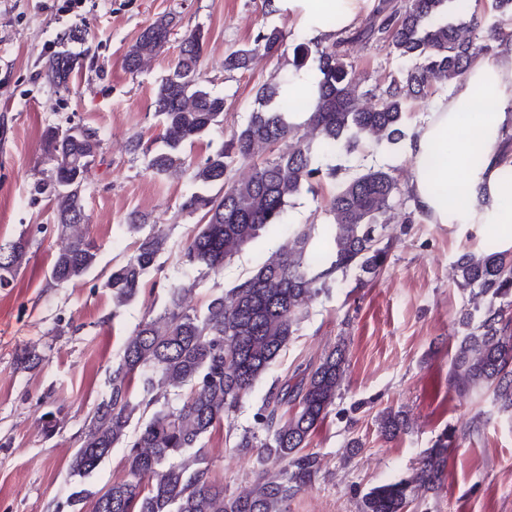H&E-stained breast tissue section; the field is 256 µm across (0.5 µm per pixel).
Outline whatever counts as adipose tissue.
<instances>
[{"mask_svg":"<svg viewBox=\"0 0 512 512\" xmlns=\"http://www.w3.org/2000/svg\"><path fill=\"white\" fill-rule=\"evenodd\" d=\"M369 0H272L308 37L353 29ZM414 208L432 224H488L512 245V48L473 57L404 144ZM450 183L456 200L437 193Z\"/></svg>","mask_w":512,"mask_h":512,"instance_id":"1","label":"adipose tissue"}]
</instances>
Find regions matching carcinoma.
<instances>
[{"instance_id": "1", "label": "carcinoma", "mask_w": 512, "mask_h": 512, "mask_svg": "<svg viewBox=\"0 0 512 512\" xmlns=\"http://www.w3.org/2000/svg\"><path fill=\"white\" fill-rule=\"evenodd\" d=\"M450 0H403L395 8L379 0L365 25L350 37L317 51L322 75L312 112L302 123L289 120L296 102L282 96V83H263L256 90L257 109L246 125L204 162L191 167L183 154L186 144L224 122V98L199 86V64L206 40L195 31L184 36L179 55L154 95L155 113L163 126V146L145 155L147 168L158 175L191 172L203 187L227 185L214 195L193 192L181 209L202 213V224L186 241L183 265L218 272L224 261L252 243L261 231L274 232L283 224L286 208L302 189L315 194L321 179L336 178V169H323L320 157L349 149L361 141L402 139L409 101L435 84L461 77L470 59L489 51L491 43L512 44V0H495L494 21L473 13L467 22L474 33L463 37L459 28L436 18ZM173 34V19L165 16L146 27L128 50L125 68L139 71L145 58L160 52ZM285 34L261 29L248 48L224 56V70L248 68L252 56L273 55ZM82 40L70 30L59 37V50L42 66L45 81L66 83L84 65L85 55L69 48ZM385 43L399 58L412 62L391 78L370 105L355 80L353 65L344 50L350 41ZM288 142V151L254 165L251 174L231 181L233 165L249 161L264 148ZM47 175L34 184L33 196L54 202L61 246L49 279L63 284L82 278L94 265L96 245L87 232L84 187L87 174L101 150L96 131L84 137L71 128L49 125L42 132ZM400 188L382 169L369 168L344 182L327 203L332 217L327 243L317 250L311 229L292 233L288 247L264 254L247 279L228 293L211 297L201 310L186 304L196 287L190 280L168 291L162 312L138 324L122 349L109 377V395L89 413L80 448L73 453L70 474L87 477L112 449L127 450L128 472L106 487L103 512H285L288 498L314 483L321 459L303 452L309 437L334 404L343 378L345 355L340 346L324 356L300 381L269 392L257 414L256 427L244 432L236 447L256 451L264 464H284L265 470L254 486L237 495L224 493L204 466L202 439L237 409L257 379L298 331L309 303L328 290L334 275L357 268L371 277L385 267L389 243L378 229L399 207ZM168 236L152 229L135 243L127 259L112 268L104 288L114 308L130 303L146 273L167 249ZM24 236L0 243V288L10 287L26 263ZM458 284L477 297L500 299L506 306L489 305L480 315L471 311L459 320L464 334L456 346L452 368L461 391L487 390L491 404L512 413V258L498 252L476 256L465 253L454 264ZM43 362L35 349L17 356L18 365L32 370ZM138 380L141 398L130 393ZM188 391L176 406L168 395ZM160 405L133 436L129 427L144 407ZM292 406V413L282 411ZM406 420L392 410L380 417L383 435L394 438ZM453 435H443L428 449L413 475L374 486L361 497V512H407L416 491L441 488L448 448ZM98 496L77 484L66 499L71 512L87 498Z\"/></svg>"}]
</instances>
